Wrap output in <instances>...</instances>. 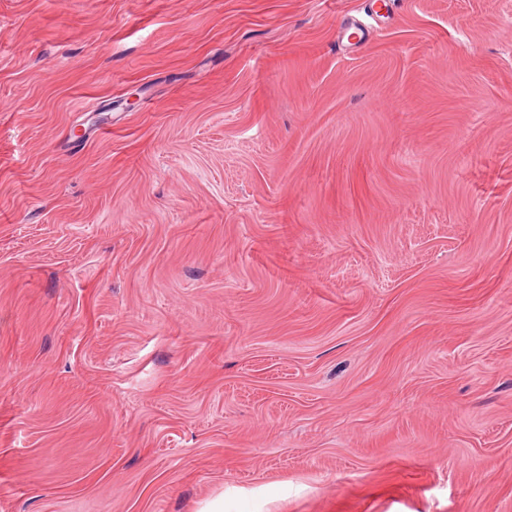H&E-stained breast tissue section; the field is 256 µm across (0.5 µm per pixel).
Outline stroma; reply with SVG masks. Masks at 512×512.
<instances>
[{
	"mask_svg": "<svg viewBox=\"0 0 512 512\" xmlns=\"http://www.w3.org/2000/svg\"><path fill=\"white\" fill-rule=\"evenodd\" d=\"M386 2L0 0V512H512V0Z\"/></svg>",
	"mask_w": 512,
	"mask_h": 512,
	"instance_id": "35a3bbf8",
	"label": "stroma"
}]
</instances>
